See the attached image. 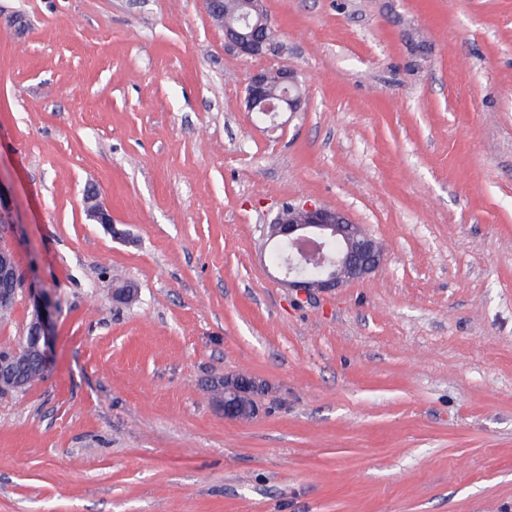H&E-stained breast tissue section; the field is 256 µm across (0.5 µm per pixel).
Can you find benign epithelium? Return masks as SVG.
<instances>
[{"label":"benign epithelium","mask_w":512,"mask_h":512,"mask_svg":"<svg viewBox=\"0 0 512 512\" xmlns=\"http://www.w3.org/2000/svg\"><path fill=\"white\" fill-rule=\"evenodd\" d=\"M205 9L213 22L224 27L228 46L246 58L267 56L275 52V45L266 39H257L235 28L225 27L226 14L236 5L234 0H204ZM245 23L256 30L270 27L265 0H243ZM291 93L279 97L269 92L271 73L253 72L246 86L245 104L249 112L260 111L275 117L281 112H299L305 104L301 84L294 72L282 69L276 72ZM263 235L269 242L286 244L289 254L280 267L284 274L281 283L300 297L309 298L316 293L332 292L344 284L371 277L384 263L385 255L379 242L360 224L353 223L345 214L312 204L283 207L277 218L263 225ZM336 239L345 247L334 256L325 253L326 241ZM321 267L314 274L305 272L310 262ZM23 275L17 265L14 251L0 245V307L15 305L23 290ZM32 299L28 334L18 346L7 352L0 351V393L13 384L18 364L31 356L39 358L42 374L49 372L51 346L54 339V319L50 302L41 293L30 294ZM268 385L258 378L243 384L233 376L222 378L221 392L216 399L224 419L247 422L258 416V398Z\"/></svg>","instance_id":"obj_1"}]
</instances>
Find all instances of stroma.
<instances>
[{
  "mask_svg": "<svg viewBox=\"0 0 512 512\" xmlns=\"http://www.w3.org/2000/svg\"><path fill=\"white\" fill-rule=\"evenodd\" d=\"M266 9L246 59L202 0H0V350L28 289L56 306L47 377L0 398V512H512V0ZM277 68L303 110L247 111ZM306 203L385 264L298 299L262 228ZM237 372L249 422L203 389ZM23 275L17 265L14 251L0 245V307L14 306L23 290ZM13 307L0 309V317L9 314ZM234 377L236 376L228 375L221 379V392L214 398L220 402L219 408L224 414V419L247 422L258 416V398L268 389V385L254 376L251 377L253 380L246 384L233 381ZM247 406H252V409L246 417H242L239 415L240 411Z\"/></svg>",
  "mask_w": 512,
  "mask_h": 512,
  "instance_id": "35a3bbf8",
  "label": "stroma"
}]
</instances>
